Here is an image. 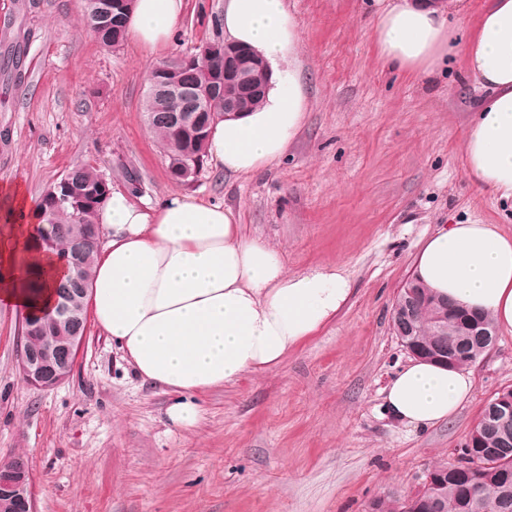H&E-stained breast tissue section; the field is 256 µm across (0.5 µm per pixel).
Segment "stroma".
<instances>
[{"label":"stroma","instance_id":"35a3bbf8","mask_svg":"<svg viewBox=\"0 0 512 512\" xmlns=\"http://www.w3.org/2000/svg\"><path fill=\"white\" fill-rule=\"evenodd\" d=\"M301 31L295 65L306 124L263 173L205 163L173 180L147 125L146 67L132 41L107 50L84 29V0H0V187L43 194L93 168L142 199L187 192L232 208L245 236L280 249L289 272L345 268L354 291L336 318L276 368L201 393L195 427H172L173 396L141 383L88 327L75 370L40 391L19 377L20 310L0 307V455L26 453L36 512H367L428 468L456 460L480 407L512 387V334L471 367L453 420L401 425L382 390L408 355L390 325L421 241L441 224H496L512 201L475 188L464 138L477 84L463 56L433 74L383 64L379 0H287ZM224 0H186L161 60L221 30Z\"/></svg>","mask_w":512,"mask_h":512}]
</instances>
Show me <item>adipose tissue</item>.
<instances>
[{
  "label": "adipose tissue",
  "instance_id": "obj_1",
  "mask_svg": "<svg viewBox=\"0 0 512 512\" xmlns=\"http://www.w3.org/2000/svg\"><path fill=\"white\" fill-rule=\"evenodd\" d=\"M185 0H134L127 35L155 50L174 37ZM467 0H386L374 21L384 62L431 73L463 53L485 95L464 142L467 177L512 199V0H488L478 30L460 43L448 20ZM227 41L251 48L269 71L260 104L216 116L207 156L224 172L251 175L287 152L309 110L294 63L301 34L286 0H224ZM37 201L20 187L0 191V306L50 312L63 272L37 234ZM86 306L142 382L173 393L177 428L200 419L196 394L264 372L333 320L350 298L342 268L289 273L279 250L246 237L234 211L174 192L135 201L115 191L97 212ZM414 274L451 304L489 315L512 334V236L495 224H442L420 245ZM469 370L408 359L383 390L387 410L425 430L451 420L469 400Z\"/></svg>",
  "mask_w": 512,
  "mask_h": 512
}]
</instances>
